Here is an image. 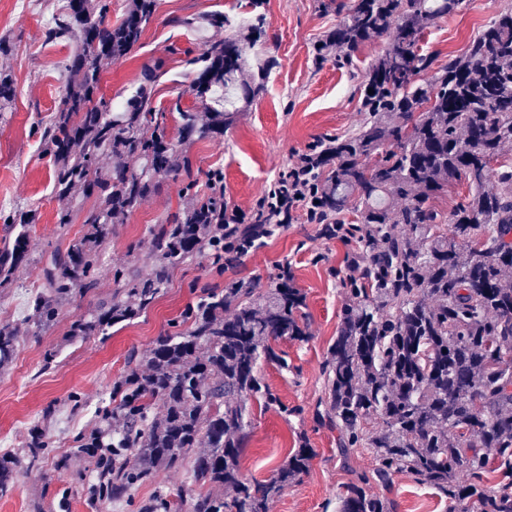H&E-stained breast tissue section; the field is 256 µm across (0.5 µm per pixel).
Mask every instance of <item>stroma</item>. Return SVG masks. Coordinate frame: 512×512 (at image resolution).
Wrapping results in <instances>:
<instances>
[{
	"instance_id": "stroma-1",
	"label": "stroma",
	"mask_w": 512,
	"mask_h": 512,
	"mask_svg": "<svg viewBox=\"0 0 512 512\" xmlns=\"http://www.w3.org/2000/svg\"><path fill=\"white\" fill-rule=\"evenodd\" d=\"M343 0H259L268 24L258 44L275 66L265 89L221 135L192 144L193 174L205 181L209 171L224 172V199L228 205L255 202L264 186L274 183L296 152L326 138L357 128L363 114L356 91L367 65L384 48L383 40L365 43L350 67L335 58L317 61L316 45L336 27ZM65 0H31L20 10L16 0H0V37L10 38L15 49L0 56V69L15 78L16 96L11 112L0 118V208L36 210L38 220L29 228L28 261L9 288L0 290V321L18 328L13 362L0 369V456L20 454L33 428L42 427L54 446L38 465L18 474L12 493L0 497V512H136L139 504L159 494L189 496L199 487L184 470H162L152 481L135 486L129 498L109 504L95 495L96 457L75 445L76 437L96 426V408L107 403L112 384L126 368L131 350L145 351L152 340L177 318L195 295L192 285L223 287L232 279H257L262 288L274 285L281 266H288L293 284L306 296L305 312L310 337L277 344L287 367L263 361L258 374L279 397V405L252 407L250 439L242 467L247 477L265 480L286 460L298 437H305L314 456L308 472L270 502L268 512H336L339 497L349 482L374 467L369 449L358 448L348 457L337 451L339 433L316 416V404L325 392L322 365L336 336L345 301V266L356 251L354 241L326 240L318 227L297 219L265 238L223 276L211 275L205 257L177 269L154 306L108 335L73 338L72 318L112 299L111 270L134 267L150 272L146 258L152 251V231L173 218L181 204V182L160 178L156 189L129 215L114 225L100 264L94 290L62 306L58 322L41 327L29 318V303L42 290L43 256L52 246L79 237L81 222L62 226L56 219L59 202L52 191V164L40 149L38 122L48 121L61 97V65L70 55L69 42H49L44 28L59 14ZM512 6V0H466L464 6L427 30L425 43L436 55V65L449 55L462 54L470 40L494 13ZM238 13L237 0H157L153 22L140 42L103 75L106 97L128 95L140 82L144 65L160 66L163 76L155 88V102L180 100L195 106L189 92L194 73L190 58L200 56L212 31L207 15ZM194 18L197 30L178 26ZM54 353L50 368H43L45 353ZM81 394L85 405L74 408L71 397ZM291 408L284 415L280 405ZM396 512H446L447 502L407 474L395 477L386 492Z\"/></svg>"
}]
</instances>
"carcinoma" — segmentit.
Segmentation results:
<instances>
[{
	"instance_id": "1",
	"label": "carcinoma",
	"mask_w": 512,
	"mask_h": 512,
	"mask_svg": "<svg viewBox=\"0 0 512 512\" xmlns=\"http://www.w3.org/2000/svg\"><path fill=\"white\" fill-rule=\"evenodd\" d=\"M110 2L68 0L44 31L49 41L75 43L59 106L38 127L62 202L57 223H73L84 202L96 200L82 209L83 235L49 252L32 319L54 324L60 305L96 286L112 225L125 223L158 179L187 182L177 215L153 233L150 273L115 269L112 301L76 316L69 326L74 337L106 336L134 321L155 304L174 270L197 256L224 275L274 232L271 223L260 232L243 224L224 237V172L214 169L199 183L188 153L195 141L233 124L264 90L274 61L256 54L246 80L241 40L215 35L191 61L195 79L207 84L199 107L184 108L179 98L168 109L155 105L158 74L150 67L116 106L101 94L102 75L139 43L156 0H130L115 23ZM463 3L350 0L317 46L318 60L334 53L351 65L360 46L385 39L363 77L361 125L321 143L320 160L309 167L322 219L347 225L364 259L361 276L345 282L317 415L339 431L341 454L370 448L375 468L345 486L338 512H396L371 484L388 488L403 473L448 499V512H512V7L497 11L465 52L422 77L433 64L422 46L425 32ZM238 5L240 31L255 44L266 17L255 12L256 0ZM14 98L13 75L0 69V113L11 111ZM168 110L179 118L175 142ZM459 184L467 187L464 201L438 211L434 201ZM0 220L7 231L0 239L2 289L27 260V226L37 213ZM304 305L286 266L264 293L245 279L201 287L147 350L128 356L112 404L96 410L98 430L79 440L81 448L110 449L97 473L98 499L122 498L160 468H187L201 491L178 501L157 495L139 512H267L313 457L303 440L268 480L251 481L242 471L251 403L292 413L257 366L285 364L275 341L307 339ZM16 350V326L0 322V369ZM115 420L121 426L107 432ZM49 447L48 436L37 433L27 453L0 457L1 497ZM131 452L139 457L135 469L126 464Z\"/></svg>"
}]
</instances>
